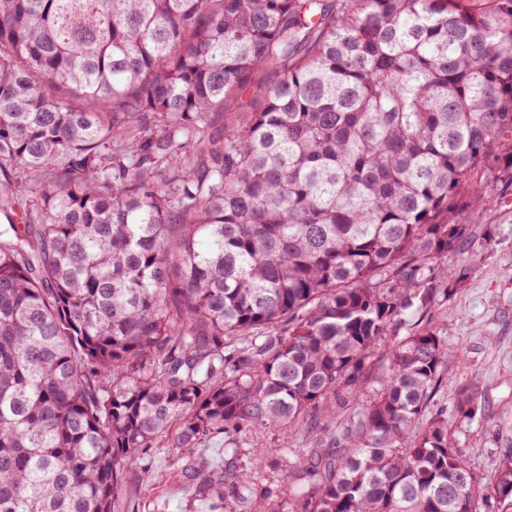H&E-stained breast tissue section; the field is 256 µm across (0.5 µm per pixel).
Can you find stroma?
<instances>
[{
  "label": "stroma",
  "instance_id": "1",
  "mask_svg": "<svg viewBox=\"0 0 512 512\" xmlns=\"http://www.w3.org/2000/svg\"><path fill=\"white\" fill-rule=\"evenodd\" d=\"M467 226L457 279L447 296L426 311L406 317L407 330H434L448 344V387L435 401L448 409V429L471 466L489 469L500 454L512 451V195L492 207L466 203ZM476 387L483 394L476 415L461 418L453 392ZM139 461H129L113 512H211L209 501L192 498L181 481L169 449H153L149 477Z\"/></svg>",
  "mask_w": 512,
  "mask_h": 512
}]
</instances>
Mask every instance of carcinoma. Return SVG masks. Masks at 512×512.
Listing matches in <instances>:
<instances>
[{
  "label": "carcinoma",
  "instance_id": "1",
  "mask_svg": "<svg viewBox=\"0 0 512 512\" xmlns=\"http://www.w3.org/2000/svg\"><path fill=\"white\" fill-rule=\"evenodd\" d=\"M500 189L512 0H0V512H112L154 448L212 512H512L400 335ZM263 440L268 444V448H281L282 453L288 458V461L294 462L302 454V449L306 448L302 442V436L293 432L288 435V444L286 439L278 430H270L263 433ZM286 448V449H285ZM288 448V449H287Z\"/></svg>",
  "mask_w": 512,
  "mask_h": 512
}]
</instances>
